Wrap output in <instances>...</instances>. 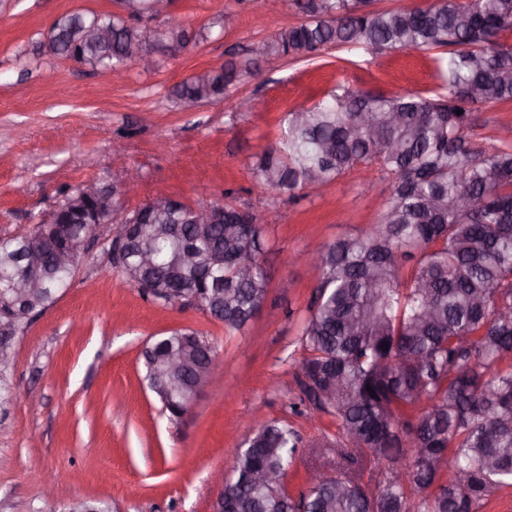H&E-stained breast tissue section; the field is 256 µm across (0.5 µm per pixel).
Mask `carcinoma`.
<instances>
[{
	"label": "carcinoma",
	"mask_w": 512,
	"mask_h": 512,
	"mask_svg": "<svg viewBox=\"0 0 512 512\" xmlns=\"http://www.w3.org/2000/svg\"><path fill=\"white\" fill-rule=\"evenodd\" d=\"M368 0H292L306 21L262 41L264 56L311 59L327 47L428 50L453 46L447 93L387 97L348 89L305 112L286 113L285 134L265 150L253 178L269 195L293 199L357 166H376L391 190L376 224L361 236H339L317 253V287L301 322L300 404L317 403L336 422L321 447L341 456L370 455L385 466L375 489L360 475L337 470L309 479L296 497L286 486L299 441L286 423L251 431L237 449L225 480L228 512H477L495 492L512 487V141L474 147L465 135L471 110L512 104V0H438L415 10H362ZM93 25L112 29L108 42L87 36ZM143 29L119 17L82 13L54 25L50 51L93 68L118 70ZM255 58L228 61L205 78L174 86L178 104L216 99ZM463 113L456 114L457 110ZM68 195L61 220L70 244L91 225L75 219L91 208ZM142 215L174 228L136 241L153 260L155 281L145 296L169 299V280L185 281L197 309L234 332L264 301L268 273L262 260L267 222L247 209L224 205V221L194 224L188 213L145 204ZM28 235L0 240V322L15 333L7 300ZM185 239L195 240L196 266L176 260ZM59 241L42 243L44 286L33 298L44 310L71 285L77 265L56 261ZM224 250V265L213 264ZM414 261L407 278L404 263ZM388 347H383V344ZM162 352L185 351L202 361L216 352L202 332L180 328L156 341ZM192 373L172 375L168 388L186 390ZM420 408L412 419L409 411ZM254 471L266 482L249 481Z\"/></svg>",
	"instance_id": "obj_1"
}]
</instances>
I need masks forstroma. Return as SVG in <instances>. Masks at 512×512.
I'll return each instance as SVG.
<instances>
[{
	"mask_svg": "<svg viewBox=\"0 0 512 512\" xmlns=\"http://www.w3.org/2000/svg\"><path fill=\"white\" fill-rule=\"evenodd\" d=\"M188 31L212 35L146 72L94 69L48 53L53 23L68 14L117 12L115 0H0V239L29 232L66 193L119 183L140 173L125 210L158 195L188 205L231 202L254 214L266 199L253 189L257 155L277 145L285 112L317 103L339 86L387 97L443 92L446 49L327 48L314 61L271 56L223 98L181 110L172 88L197 71L248 56L251 45L300 24L283 0H172ZM232 14L224 25V14ZM248 98L249 112L238 109ZM512 127V106H476L466 130L479 146ZM390 192L376 167H358L294 200L266 229L269 275L256 316L235 333L192 306H165L124 283L112 267L111 227L99 225L70 288L17 336L11 384L0 406V512H68L78 501L110 512H210L236 448L271 421L292 426L304 447L287 478L298 494L313 468L336 473L321 448L332 417L294 414L303 353L298 328L316 276L296 263L341 235L375 224ZM177 328L203 332L222 361L191 410L170 418L142 381L141 351Z\"/></svg>",
	"mask_w": 512,
	"mask_h": 512,
	"instance_id": "stroma-1",
	"label": "stroma"
}]
</instances>
